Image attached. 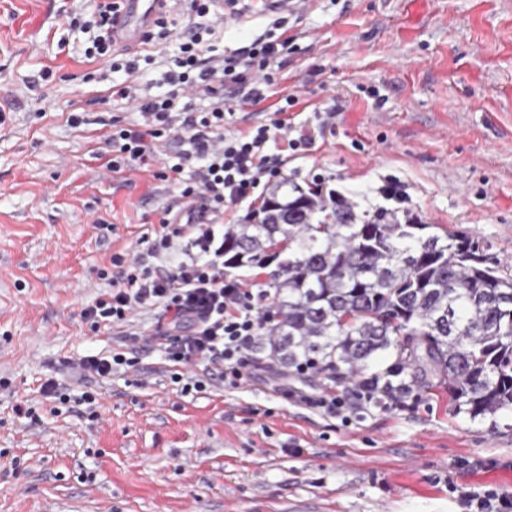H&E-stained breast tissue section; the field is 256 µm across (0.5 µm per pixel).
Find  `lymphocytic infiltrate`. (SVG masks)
Returning <instances> with one entry per match:
<instances>
[{
  "instance_id": "1",
  "label": "lymphocytic infiltrate",
  "mask_w": 512,
  "mask_h": 512,
  "mask_svg": "<svg viewBox=\"0 0 512 512\" xmlns=\"http://www.w3.org/2000/svg\"><path fill=\"white\" fill-rule=\"evenodd\" d=\"M89 17H75L73 28L87 36L82 61L96 65L86 80L107 82L113 100L124 102L135 117L100 115L111 155L110 172H146L178 187L176 201L198 202L185 223L161 217L153 236H141L140 247L112 279L110 288L82 309L92 331H125L127 342L110 353L87 354L72 361L76 383L106 379L139 368V351L152 334L131 330L135 316L158 311L164 322L168 361L177 365L174 383L182 394L201 390L203 380H218L237 389L262 372L253 348L271 308L267 290L224 277L226 214L236 212L260 186L278 180L292 156L306 154L316 137L330 129V117L316 126L295 122L288 113L297 98L286 95L272 119L238 127L235 108L266 100L288 57L297 53L295 37L272 32L256 37L231 53L211 43L223 28V14L213 0H169L147 34L148 49L115 55L111 0H92ZM186 18V32L174 53L166 47L175 15ZM163 58L165 91L146 92L138 82L140 65ZM235 101V108L224 105ZM278 393L324 416L349 423L353 413L378 405L379 391L355 385L345 395L329 384L307 392L280 385Z\"/></svg>"
}]
</instances>
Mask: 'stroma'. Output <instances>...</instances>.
<instances>
[{
	"label": "stroma",
	"mask_w": 512,
	"mask_h": 512,
	"mask_svg": "<svg viewBox=\"0 0 512 512\" xmlns=\"http://www.w3.org/2000/svg\"><path fill=\"white\" fill-rule=\"evenodd\" d=\"M90 8L0 0V512H467L460 492L512 495V412L472 416L442 387L344 425L264 379L181 395L156 345L141 373L94 383L97 415L40 394L65 359L120 348L81 309L174 191L106 172L94 126L67 121L80 106L126 113L82 80L67 17ZM272 19L225 15L216 42L237 48ZM293 26L301 51L263 110L235 114L251 124L287 94L297 122L335 112L334 133L285 176L322 177L366 208L397 187L511 275L512 0H311Z\"/></svg>",
	"instance_id": "obj_1"
}]
</instances>
